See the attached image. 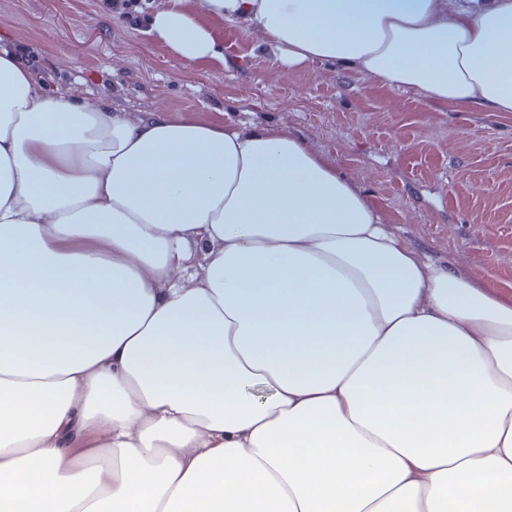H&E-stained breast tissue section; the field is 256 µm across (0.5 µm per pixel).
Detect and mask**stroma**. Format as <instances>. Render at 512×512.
Returning a JSON list of instances; mask_svg holds the SVG:
<instances>
[{"mask_svg":"<svg viewBox=\"0 0 512 512\" xmlns=\"http://www.w3.org/2000/svg\"><path fill=\"white\" fill-rule=\"evenodd\" d=\"M193 11L224 47L188 61L152 37L167 6ZM30 55L47 94L136 117L167 111L302 139L364 193L382 223L431 261L512 291V113L438 107L317 61L282 64L244 22L197 0H0V52Z\"/></svg>","mask_w":512,"mask_h":512,"instance_id":"stroma-1","label":"stroma"}]
</instances>
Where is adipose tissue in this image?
<instances>
[{"label":"adipose tissue","instance_id":"obj_1","mask_svg":"<svg viewBox=\"0 0 512 512\" xmlns=\"http://www.w3.org/2000/svg\"><path fill=\"white\" fill-rule=\"evenodd\" d=\"M283 60L512 112V0H203ZM152 32L218 54L191 11ZM0 512H512V296L301 139L0 55Z\"/></svg>","mask_w":512,"mask_h":512}]
</instances>
